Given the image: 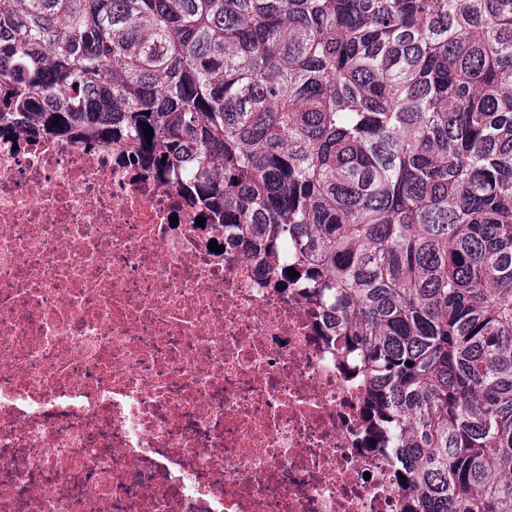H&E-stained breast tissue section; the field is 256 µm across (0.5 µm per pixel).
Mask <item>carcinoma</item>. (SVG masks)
Returning a JSON list of instances; mask_svg holds the SVG:
<instances>
[{
    "instance_id": "1",
    "label": "carcinoma",
    "mask_w": 512,
    "mask_h": 512,
    "mask_svg": "<svg viewBox=\"0 0 512 512\" xmlns=\"http://www.w3.org/2000/svg\"><path fill=\"white\" fill-rule=\"evenodd\" d=\"M2 119L300 268L400 512H512V0H0Z\"/></svg>"
}]
</instances>
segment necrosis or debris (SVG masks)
<instances>
[{
	"instance_id": "obj_1",
	"label": "necrosis or debris",
	"mask_w": 512,
	"mask_h": 512,
	"mask_svg": "<svg viewBox=\"0 0 512 512\" xmlns=\"http://www.w3.org/2000/svg\"><path fill=\"white\" fill-rule=\"evenodd\" d=\"M201 214L0 131V512H400L321 302Z\"/></svg>"
}]
</instances>
